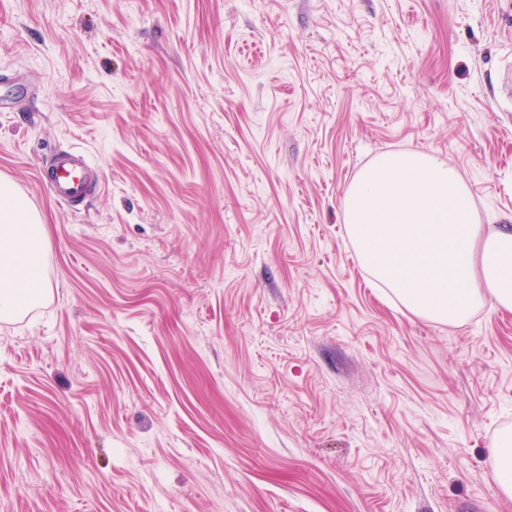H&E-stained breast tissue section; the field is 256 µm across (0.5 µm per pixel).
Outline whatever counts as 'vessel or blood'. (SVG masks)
I'll use <instances>...</instances> for the list:
<instances>
[{
  "label": "vessel or blood",
  "instance_id": "obj_1",
  "mask_svg": "<svg viewBox=\"0 0 512 512\" xmlns=\"http://www.w3.org/2000/svg\"><path fill=\"white\" fill-rule=\"evenodd\" d=\"M100 178L94 162L78 151L56 152L40 171V181L49 194L71 208L96 193Z\"/></svg>",
  "mask_w": 512,
  "mask_h": 512
}]
</instances>
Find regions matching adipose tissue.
<instances>
[{
    "label": "adipose tissue",
    "mask_w": 512,
    "mask_h": 512,
    "mask_svg": "<svg viewBox=\"0 0 512 512\" xmlns=\"http://www.w3.org/2000/svg\"><path fill=\"white\" fill-rule=\"evenodd\" d=\"M343 218L369 280L412 313L456 323L488 304L512 312V227L485 230L466 184L435 154L377 156L350 184ZM47 247L39 213L0 179V318L46 297Z\"/></svg>",
    "instance_id": "obj_1"
}]
</instances>
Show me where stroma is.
<instances>
[{
    "mask_svg": "<svg viewBox=\"0 0 512 512\" xmlns=\"http://www.w3.org/2000/svg\"><path fill=\"white\" fill-rule=\"evenodd\" d=\"M512 0H0V177L50 292L0 320V512H512V312L371 287L342 200L386 152L512 225ZM83 150L103 187L38 169ZM100 178L94 162L78 151H58L40 170V181L49 194L74 209L96 193ZM491 454L494 459L493 479L504 493L512 496V432L498 434L492 442Z\"/></svg>",
    "mask_w": 512,
    "mask_h": 512,
    "instance_id": "stroma-1",
    "label": "stroma"
}]
</instances>
